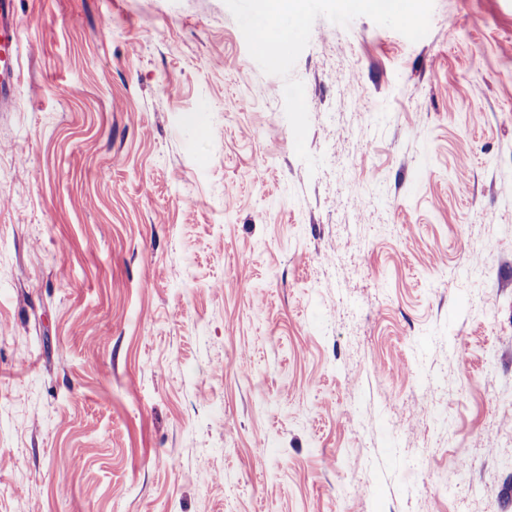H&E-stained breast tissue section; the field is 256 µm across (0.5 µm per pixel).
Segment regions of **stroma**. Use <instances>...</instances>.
<instances>
[{
  "label": "stroma",
  "instance_id": "35a3bbf8",
  "mask_svg": "<svg viewBox=\"0 0 512 512\" xmlns=\"http://www.w3.org/2000/svg\"><path fill=\"white\" fill-rule=\"evenodd\" d=\"M18 0L0 512H512V0Z\"/></svg>",
  "mask_w": 512,
  "mask_h": 512
}]
</instances>
